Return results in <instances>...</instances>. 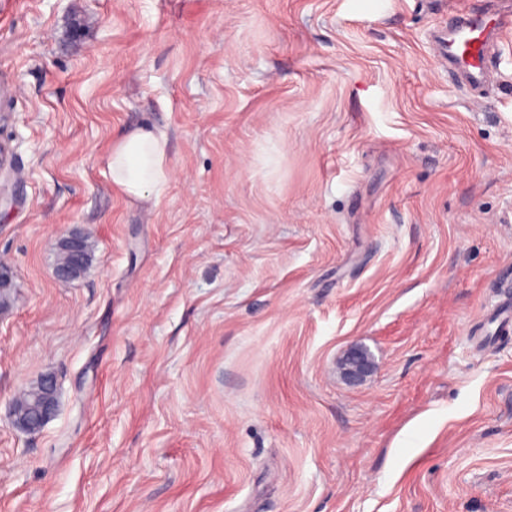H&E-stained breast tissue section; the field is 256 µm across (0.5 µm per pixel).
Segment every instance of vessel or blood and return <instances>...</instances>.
<instances>
[{
    "label": "vessel or blood",
    "instance_id": "b4317fda",
    "mask_svg": "<svg viewBox=\"0 0 512 512\" xmlns=\"http://www.w3.org/2000/svg\"><path fill=\"white\" fill-rule=\"evenodd\" d=\"M510 28L512 14L490 16L463 11L458 13L447 33L438 35L436 44L449 69L456 72L465 85L477 88L490 78L486 58L495 38Z\"/></svg>",
    "mask_w": 512,
    "mask_h": 512
}]
</instances>
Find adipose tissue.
<instances>
[{
	"label": "adipose tissue",
	"mask_w": 512,
	"mask_h": 512,
	"mask_svg": "<svg viewBox=\"0 0 512 512\" xmlns=\"http://www.w3.org/2000/svg\"><path fill=\"white\" fill-rule=\"evenodd\" d=\"M106 165L113 183L131 198L162 197L171 177L166 142L151 128L125 134L113 145Z\"/></svg>",
	"instance_id": "1"
}]
</instances>
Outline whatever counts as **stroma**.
Listing matches in <instances>:
<instances>
[{"mask_svg":"<svg viewBox=\"0 0 512 512\" xmlns=\"http://www.w3.org/2000/svg\"><path fill=\"white\" fill-rule=\"evenodd\" d=\"M450 12L0 0V512H512V40L464 91ZM143 125L157 200L105 164ZM112 182L130 198L160 199L167 190L171 168L163 136L152 128L125 134L106 157ZM86 237L87 235L85 233L72 231L59 239L58 247L66 253L67 258L64 264L56 267V278L58 281L64 283L70 282L79 277L88 267L91 261V254L88 241H85ZM87 256L88 262L84 269ZM373 364L361 346H353L343 356L341 370L345 380L351 384L362 382L372 371ZM16 402H12L9 410L12 423L27 433L41 430L57 413L56 379L50 375L40 379L35 389L34 402L28 409L20 410Z\"/></svg>","mask_w":512,"mask_h":512,"instance_id":"obj_1","label":"stroma"}]
</instances>
